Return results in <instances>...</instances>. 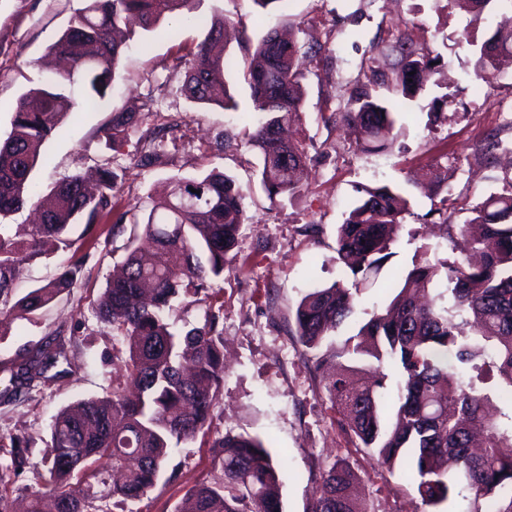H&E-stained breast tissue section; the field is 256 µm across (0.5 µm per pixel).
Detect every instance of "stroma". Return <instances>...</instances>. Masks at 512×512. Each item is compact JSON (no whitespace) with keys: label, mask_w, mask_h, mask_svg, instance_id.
I'll return each mask as SVG.
<instances>
[{"label":"stroma","mask_w":512,"mask_h":512,"mask_svg":"<svg viewBox=\"0 0 512 512\" xmlns=\"http://www.w3.org/2000/svg\"><path fill=\"white\" fill-rule=\"evenodd\" d=\"M82 5L83 0H0L1 137L10 130L18 97L48 77L52 58L47 47ZM194 13V18L134 37L108 103L75 112L66 134L43 145L46 161L34 172L35 185L46 192L75 174L94 179L98 165L106 163L123 201L144 207L163 195L173 176L213 170L233 176L246 194L248 220L232 268L207 282L224 303L220 323L227 364L212 432L265 441L280 468L283 512H307L321 472L339 460L357 473L369 512H469V500L460 495L429 510L407 468L386 470L354 446L336 421L309 350L291 329L301 298L340 276L336 227L359 188L393 186L410 205L392 257L361 289L355 315L338 328L344 337L357 332L367 311L389 300L392 274L410 266L423 236L436 235L433 208L447 204L453 222L461 224L485 198L512 188L511 153L497 150L489 163L476 155L490 130H500L502 139L512 142V68L499 74L488 93L472 79L476 48L512 15V6L492 0L475 21L455 0H287L284 9L264 13L252 0H197ZM216 13L252 38L287 22L305 51L300 69L307 95L291 135L305 145L308 159L294 198L269 199L257 183V158L246 146L256 113L238 71L227 75L238 110L196 104L184 91L183 58L203 38V20ZM404 33L436 56V72L410 100L376 86V95L399 103L400 112L384 148L360 151L344 126L327 120L340 105L336 91L364 78L368 65L389 69L392 60L384 50ZM436 105L447 119L433 126L428 114ZM116 109L139 113L138 128L129 130L117 149L104 134ZM152 127L167 130L153 151L139 141L142 130ZM74 232V250L50 248L23 264L14 294L47 283L79 253L85 261L75 287L35 316L0 322V361L51 336L61 338L69 361L66 373L49 376L13 400L0 399V460L13 455L12 437L30 442L29 462L10 486L21 501L37 486L33 465L42 456L53 417L78 400L109 396L122 380L112 355L123 349V339L96 317L95 307L125 259L126 238L113 236L106 224L87 232L78 226ZM214 454L199 441L180 442L156 488L147 497L112 506L111 512H175L190 486L220 479Z\"/></svg>","instance_id":"1"}]
</instances>
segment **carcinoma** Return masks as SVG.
Listing matches in <instances>:
<instances>
[{"label":"carcinoma","instance_id":"1","mask_svg":"<svg viewBox=\"0 0 512 512\" xmlns=\"http://www.w3.org/2000/svg\"><path fill=\"white\" fill-rule=\"evenodd\" d=\"M196 0H84L50 51L68 63L42 84L22 93L11 128L0 139V317L32 314L52 303L77 281L84 257L71 260L58 276L12 300L16 273L38 255L46 239L68 248L71 229L113 220L112 234L129 222L143 226L144 243L128 239L119 274L107 281L96 309L100 320L123 337L125 354L115 357L123 384L103 399L87 398L58 412L42 451V488L30 494L28 512H104L100 503L146 496L155 486L172 440L209 435L224 388V336L219 299L206 280L224 275L237 254L247 220L243 189L224 173L174 176L171 191L147 212L134 205L112 215L115 176L99 170L98 191H88L73 175L40 193L31 174L41 146L59 134L77 107L97 106L110 96L137 23L144 31L192 14ZM224 15L204 23V38L186 61L185 90L202 105L235 110L226 73L234 65L226 54ZM270 30L248 49L243 76L257 112L247 147L259 159L258 181L268 197H293L307 151L283 142L270 129L295 121L305 101L303 76L295 66L302 45L277 43ZM391 73L346 90L338 120L363 150L384 146L396 116L371 86L392 85L401 97H414L433 72L436 58L420 53L411 39L391 46ZM512 67V27H497L480 45L473 75L493 88L499 73ZM82 84V100L70 89ZM135 123V114L118 111L107 137L112 145ZM31 206L43 222L28 228L7 224L14 212ZM409 201L384 185L362 188L344 222L336 227L342 276L302 297L294 313V336L317 352L315 369L343 359L323 389L341 428L377 457L389 471L402 464L415 473L423 504L437 507L467 492L469 512H512V190L491 195L463 224H453L446 207L439 216L436 244L424 243L412 266L396 276L397 292L375 309L357 333L343 340L336 329L355 311L360 287L389 259L403 227ZM455 253L439 256L441 244ZM209 301L200 327L180 336L167 312L179 296ZM66 359L64 345L48 342L18 354L0 370L9 373L0 398L11 400L46 378ZM401 374L396 397L386 405L384 368ZM497 397L507 409L494 418L485 406ZM220 482H199L175 512H282L279 472L264 442L224 433L212 440ZM15 445L9 462L0 461V512H14L11 473L27 460ZM357 475L345 462L323 472L307 512H369L351 494Z\"/></svg>","mask_w":512,"mask_h":512}]
</instances>
